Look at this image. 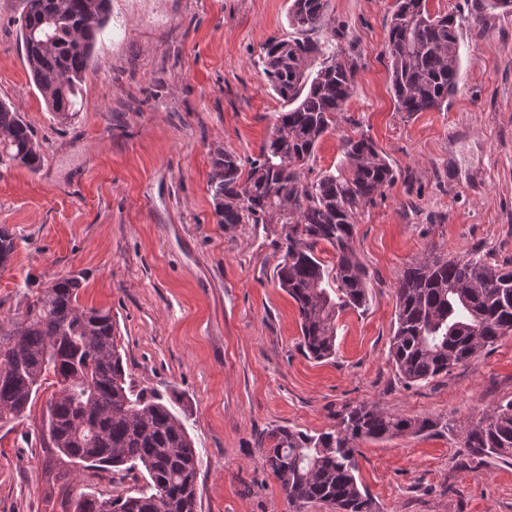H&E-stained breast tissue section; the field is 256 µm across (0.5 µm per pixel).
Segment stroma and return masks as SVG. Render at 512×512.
<instances>
[{
    "label": "stroma",
    "instance_id": "stroma-1",
    "mask_svg": "<svg viewBox=\"0 0 512 512\" xmlns=\"http://www.w3.org/2000/svg\"><path fill=\"white\" fill-rule=\"evenodd\" d=\"M393 0H331L332 26L361 58L345 112L302 179L369 134L396 178L360 216L365 311L340 313L336 356L299 348L298 309L278 286L284 229L221 224L209 181L216 153L258 158L283 100L259 54L295 38L290 0H110L74 115L59 122L32 84L17 39L24 0H0V100L41 145L37 172L0 169V225L17 248L0 268V318L47 280L75 275L79 302L117 324L134 390L170 397L199 456L197 512H289L262 463L280 427L334 430L349 406L440 420L434 434L358 445L377 512H512V460L474 457L464 433L512 398V334L429 383L410 386L388 352L401 270L427 250L478 249L512 262V13L460 31L462 80L441 109L396 111L384 56ZM53 382L0 427V512H72L79 493L142 488L139 472L57 478L40 443Z\"/></svg>",
    "mask_w": 512,
    "mask_h": 512
}]
</instances>
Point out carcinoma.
I'll use <instances>...</instances> for the list:
<instances>
[{"label":"carcinoma","mask_w":512,"mask_h":512,"mask_svg":"<svg viewBox=\"0 0 512 512\" xmlns=\"http://www.w3.org/2000/svg\"><path fill=\"white\" fill-rule=\"evenodd\" d=\"M331 0H292L289 24L299 33L323 28L326 43L271 38L260 62L269 87L288 109L272 127L260 158L242 178L240 158L213 159L210 191L219 224H281L285 234L278 283L297 304L300 348L315 361L336 354V320L365 308L367 272L354 232L358 217L395 179L375 142L343 137L344 160L310 184L302 172L321 138L346 110L358 57L330 44L345 36L330 25ZM19 41L32 80L50 111L69 118L89 70L97 36L109 20V0H25ZM467 16L433 13L428 0H394L384 53L399 112L438 109L461 80V22L484 23L512 0H464ZM40 145L18 109L0 101V167L39 170ZM334 251L327 265L318 247ZM16 237L0 225V267ZM81 281L61 276L33 294L24 312L0 319V425L17 419L47 376L75 380L69 397L48 401L42 444L82 469L139 471L143 488L109 497L111 512H197L185 497L196 487L198 454L183 421L161 394L133 392L111 311L79 303ZM389 359L407 383L447 375L512 332V266L471 251L448 258L423 255L400 274ZM440 427L430 417L389 413L376 404L347 407L336 430L319 434L283 427L267 433L263 464L288 506L300 512L321 502L336 512H375L356 475L360 439L422 435ZM473 456L512 460V399L466 431ZM74 512H100L96 495L81 493Z\"/></svg>","instance_id":"obj_1"}]
</instances>
